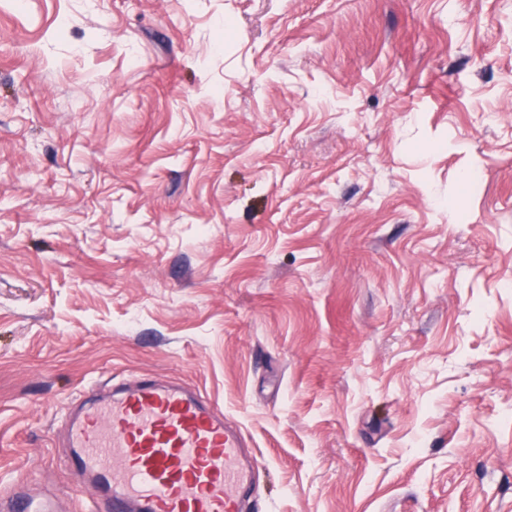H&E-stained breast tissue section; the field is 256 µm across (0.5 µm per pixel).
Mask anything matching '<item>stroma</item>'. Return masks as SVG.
<instances>
[{
	"mask_svg": "<svg viewBox=\"0 0 512 512\" xmlns=\"http://www.w3.org/2000/svg\"><path fill=\"white\" fill-rule=\"evenodd\" d=\"M108 374L257 512H512V0H0V495Z\"/></svg>",
	"mask_w": 512,
	"mask_h": 512,
	"instance_id": "35a3bbf8",
	"label": "stroma"
}]
</instances>
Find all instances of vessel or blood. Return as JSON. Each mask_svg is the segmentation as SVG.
<instances>
[{"mask_svg": "<svg viewBox=\"0 0 512 512\" xmlns=\"http://www.w3.org/2000/svg\"><path fill=\"white\" fill-rule=\"evenodd\" d=\"M65 419L67 471L90 493L81 512H244L256 469L241 428L189 387L139 378L89 383ZM17 470L0 512H52L28 500Z\"/></svg>", "mask_w": 512, "mask_h": 512, "instance_id": "obj_1", "label": "vessel or blood"}]
</instances>
